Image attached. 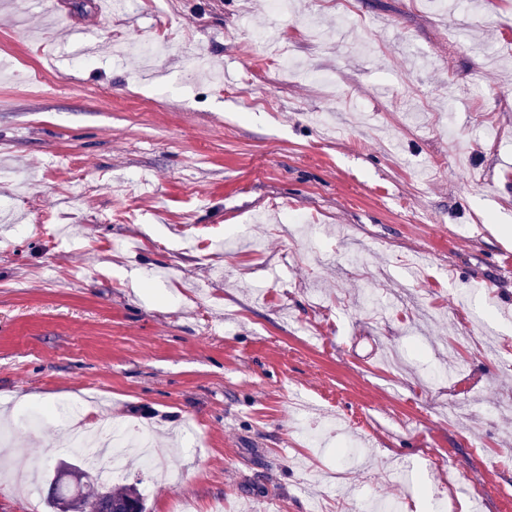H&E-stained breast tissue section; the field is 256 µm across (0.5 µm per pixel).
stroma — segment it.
Here are the masks:
<instances>
[{"label": "stroma", "instance_id": "obj_1", "mask_svg": "<svg viewBox=\"0 0 512 512\" xmlns=\"http://www.w3.org/2000/svg\"><path fill=\"white\" fill-rule=\"evenodd\" d=\"M137 2L0 0V404L37 488L0 465V512H50L81 458L23 418L69 401L151 434L146 512H503L512 0Z\"/></svg>", "mask_w": 512, "mask_h": 512}]
</instances>
